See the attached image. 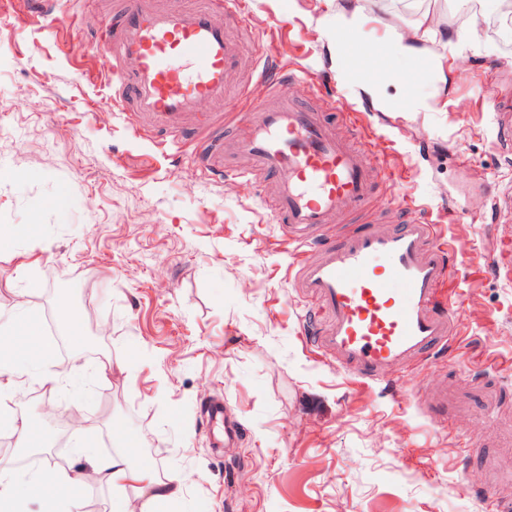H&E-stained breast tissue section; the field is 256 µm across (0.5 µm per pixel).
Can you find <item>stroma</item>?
<instances>
[{"label": "stroma", "instance_id": "35a3bbf8", "mask_svg": "<svg viewBox=\"0 0 512 512\" xmlns=\"http://www.w3.org/2000/svg\"><path fill=\"white\" fill-rule=\"evenodd\" d=\"M259 43L319 75L359 111L381 160L408 170L406 188L381 183L374 205L386 223L441 222L447 242L492 256V269L455 268L467 350L435 355L400 383L356 385L318 360L301 335L308 302L293 288L296 250L283 241L266 200L268 182L204 173L207 144L160 149L141 116L133 138L110 91L112 52L101 34L118 0H52L51 17L25 19L27 0H0V315L44 321L78 305L61 334L84 360L60 369L23 339L21 383L8 405L39 428L40 455L75 469L106 450L127 451L183 496L156 512H490L494 461L512 465V154L497 140L492 102L512 97V42L486 30L475 43H445L468 25L460 0H361L365 22L345 44L355 65L414 79L434 112L381 110L339 81L326 19L346 0H243ZM431 11L439 31L422 44L442 69L376 60V43L406 33ZM411 203H403L401 191ZM76 292L61 289L62 281ZM114 370L95 379L101 357ZM56 379L55 388L43 381ZM221 397L241 429L236 448L212 447L203 416ZM83 413L60 432L45 401ZM29 448L0 426V464L15 483L18 512H117L101 481L55 501L30 484Z\"/></svg>", "mask_w": 512, "mask_h": 512}]
</instances>
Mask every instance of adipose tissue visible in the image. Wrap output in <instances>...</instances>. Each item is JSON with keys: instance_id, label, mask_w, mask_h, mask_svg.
Listing matches in <instances>:
<instances>
[{"instance_id": "1", "label": "adipose tissue", "mask_w": 512, "mask_h": 512, "mask_svg": "<svg viewBox=\"0 0 512 512\" xmlns=\"http://www.w3.org/2000/svg\"><path fill=\"white\" fill-rule=\"evenodd\" d=\"M337 76L344 81L358 80L364 93L378 107L387 109L398 102L402 103L408 111L416 112L425 107L424 102L414 95L413 88L409 85L403 86L400 99L396 100L383 95L381 89L385 80L384 73L368 74L363 69L349 66L339 69ZM92 469L100 479L113 487L138 486L143 496L141 512H154L155 505L171 504L181 498L182 488L179 477H158L151 468L132 465L122 453L99 457L93 462Z\"/></svg>"}]
</instances>
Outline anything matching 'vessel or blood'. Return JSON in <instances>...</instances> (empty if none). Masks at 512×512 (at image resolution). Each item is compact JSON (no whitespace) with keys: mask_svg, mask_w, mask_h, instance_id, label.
<instances>
[{"mask_svg":"<svg viewBox=\"0 0 512 512\" xmlns=\"http://www.w3.org/2000/svg\"><path fill=\"white\" fill-rule=\"evenodd\" d=\"M241 11L239 0H202L188 9L121 0L118 23L106 26L104 38L112 50L109 100L124 112L129 133L142 136L144 114L164 132L179 131L201 102L223 101L226 76L240 64V46L228 38L225 19ZM309 77L261 49L223 119L201 127L220 140L226 128L246 125L231 144L249 162L239 176L251 178L259 169L276 177L274 212L288 242L305 246L319 236L320 259L297 261L293 285L323 313L318 356L369 385L384 380L388 368L412 369L448 346L459 333L457 299L446 290L454 268L489 269L495 262L447 246L437 225L385 224L373 209L372 190L390 171L372 165L370 141L349 146L324 118L337 112L353 124L356 111L332 96L317 110L277 97L281 82ZM342 206L363 215L366 228L340 223ZM205 414L218 428L213 447L234 444L237 432L224 425L223 401H210Z\"/></svg>","mask_w":512,"mask_h":512,"instance_id":"obj_1","label":"vessel or blood"}]
</instances>
